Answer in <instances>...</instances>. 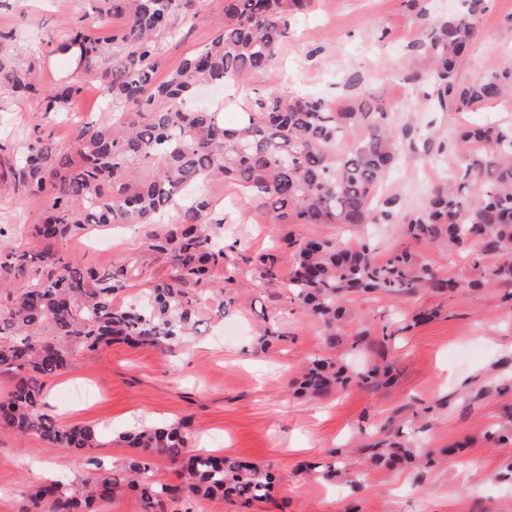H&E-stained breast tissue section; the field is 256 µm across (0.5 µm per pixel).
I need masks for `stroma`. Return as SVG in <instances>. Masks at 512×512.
<instances>
[{
    "label": "stroma",
    "instance_id": "stroma-1",
    "mask_svg": "<svg viewBox=\"0 0 512 512\" xmlns=\"http://www.w3.org/2000/svg\"><path fill=\"white\" fill-rule=\"evenodd\" d=\"M458 0H312L297 15L275 60L225 87L217 104L226 122L241 115L247 96L275 89L308 94L332 107L350 104L357 87L369 89L391 108L396 130L436 124L448 129L469 122L512 121V100L491 102L476 112H439L406 83L408 71L421 68L414 45L424 25L420 10L445 15ZM99 0H13L0 12V28L15 30L17 43L31 58L33 80L43 88L77 84L81 91L66 112L49 114L37 97L17 98L0 81V163L24 147L36 126L51 128L60 149H68L74 131L106 115L102 83L59 52L79 18L98 21L102 33L119 29L120 17L100 15ZM224 0H202L196 16H180L173 34L157 39L155 78L163 80L182 60L208 43L223 15ZM512 64V0H486L480 32L469 64L468 82L491 69ZM459 169L455 151L428 155L421 145L406 148L385 175L380 197L396 198L400 212L419 209L434 187ZM216 210L230 220L224 242L251 255L285 250V233L345 238L368 243L377 259L398 247L408 248L439 275H458L462 257L404 238L397 223L377 224L364 235L347 234L337 224H270L229 183L210 186ZM44 197L0 193V238L7 245L34 249L29 234ZM69 255L90 265H125L135 271L125 299L144 295L165 277V263L149 251L143 227L93 226L70 238ZM245 289L219 314L221 295L204 294L194 330L178 342L129 346L122 342L97 353H80L68 367L46 379L45 411L60 425H91L108 442L88 454L115 471L130 455L119 436L137 425L182 424L198 450L220 446L225 455L271 467L280 477L271 502L249 507L221 499L204 500L197 512H512V482L497 479L512 445L497 448L484 435L512 411V299L502 290L465 291L447 297L432 291L407 296L356 293L346 306L356 320L340 329L344 341L327 349L322 326L291 303L287 291L245 276ZM437 310L430 322L390 339L382 337L383 317H411L418 308ZM277 325L284 337L263 349L256 339L264 327ZM365 332L386 340L394 379L379 386H353L317 399L294 394L306 357L326 353L362 368L377 358V348L351 349L347 338ZM392 423L411 448L433 452L423 469H366L357 483L327 482L302 462L329 463L360 458L363 429ZM467 440V448L447 454L449 444ZM89 471L70 449L37 439L0 434V512H23L37 483L55 476L82 479Z\"/></svg>",
    "mask_w": 512,
    "mask_h": 512
}]
</instances>
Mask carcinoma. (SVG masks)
I'll return each mask as SVG.
<instances>
[{
	"instance_id": "carcinoma-1",
	"label": "carcinoma",
	"mask_w": 512,
	"mask_h": 512,
	"mask_svg": "<svg viewBox=\"0 0 512 512\" xmlns=\"http://www.w3.org/2000/svg\"><path fill=\"white\" fill-rule=\"evenodd\" d=\"M101 13L124 15V27L101 36L99 26L79 22L70 42L84 71L106 84L116 110L78 128L66 152L53 132L42 128L23 149L12 153L0 183L18 195L46 199L31 236L41 251L0 249V288L11 305L0 310V375L11 380L0 398V432L35 436L62 445L94 467L77 487L55 478L40 483L27 512H93L96 501H109L124 484L136 492L144 512H193L194 503L215 496L242 506L270 497L273 475L238 458L187 448L182 428L149 425L121 436L131 449L117 476L86 450L102 445L103 434L88 425L59 426L46 413L42 379L66 369L80 352H96L123 341L130 346L161 345L197 323V301L205 290L224 292L239 264L270 284L286 289L300 311L324 328L328 347L339 343L337 330L348 318L346 298L353 293L410 295L428 289L453 296L469 289L507 288L512 296V122L465 127L455 140L460 168L450 182L436 186L417 213L398 215L395 200L374 204L386 171L400 159L401 137L390 122V108L372 95H361L344 108H332L314 96L258 92L244 116L229 125L224 113L188 108L186 100L201 84L239 82L266 68L287 37L290 17L307 0H224V20L211 41L183 59L161 82L155 81L156 38L173 28L179 14L197 0H104ZM485 0H465L464 9L429 22L417 43L427 64L423 74L407 76L426 86L423 98L442 112H474L482 105L512 98V66L464 82L467 63L485 11ZM15 33L0 30V75L21 95H40L44 111L63 112L79 88L41 90L32 66L5 59ZM123 51L119 64L99 69L103 43ZM447 137L432 130L427 152H443ZM232 183L263 209L272 224H342L352 228L395 219L405 238L464 252L469 269L442 277L410 250L391 253L379 263L371 248L342 239L286 237L292 260L265 253L229 258L224 247V213L214 210L199 188ZM140 224L148 249L166 259L168 277L148 288L143 299L116 300L134 276L126 266H92L63 250L73 235L91 225ZM388 367L373 364L352 372L340 360L314 356L306 361L300 393L320 397L349 385L375 384ZM385 439L367 446L373 466L430 462ZM488 437L512 442V415ZM166 458L173 478L150 479L153 458Z\"/></svg>"
}]
</instances>
